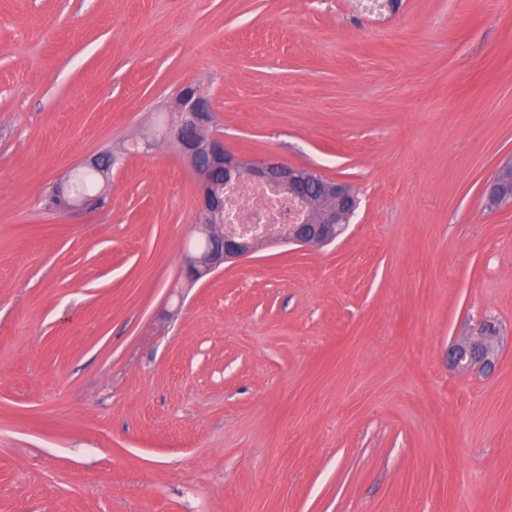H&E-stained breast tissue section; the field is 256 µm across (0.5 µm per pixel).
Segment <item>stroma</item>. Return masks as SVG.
<instances>
[{"mask_svg": "<svg viewBox=\"0 0 512 512\" xmlns=\"http://www.w3.org/2000/svg\"><path fill=\"white\" fill-rule=\"evenodd\" d=\"M188 84L346 231L186 286L198 182L134 145ZM510 155L512 0H0V512H512ZM510 167L512 168V156L500 164L495 174L485 184L484 196L486 202L496 203L499 207L512 204V199L504 197L499 187L501 179L510 172ZM497 328L482 323L476 332L448 346V362L461 373L491 369L497 359L499 343Z\"/></svg>", "mask_w": 512, "mask_h": 512, "instance_id": "obj_1", "label": "stroma"}]
</instances>
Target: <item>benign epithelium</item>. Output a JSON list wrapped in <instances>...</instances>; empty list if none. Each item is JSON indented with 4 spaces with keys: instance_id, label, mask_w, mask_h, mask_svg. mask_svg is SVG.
<instances>
[{
    "instance_id": "7a95c632",
    "label": "benign epithelium",
    "mask_w": 512,
    "mask_h": 512,
    "mask_svg": "<svg viewBox=\"0 0 512 512\" xmlns=\"http://www.w3.org/2000/svg\"><path fill=\"white\" fill-rule=\"evenodd\" d=\"M166 137L199 177L196 209L198 224L207 247L187 260L185 277L194 284L219 270L227 262L246 257L269 242L319 248L335 241L349 224L358 208V198L344 181L322 180L321 192L314 195L310 185L319 175L274 159L250 161L224 149L222 139L210 132L214 122L211 97L199 86L180 91L172 109ZM224 171V178L246 177L255 182L272 183L290 198L302 201L309 213L303 224H289L284 229L268 232L252 239H242L224 230V195L222 184L212 179L211 171ZM512 171V156L505 159L485 184L484 196L499 206L511 205L512 199L502 195L500 181ZM67 180L55 183L56 207L68 209L82 203L66 195ZM497 328L482 323L476 332L448 346V362L461 373L492 368L497 359Z\"/></svg>"
}]
</instances>
